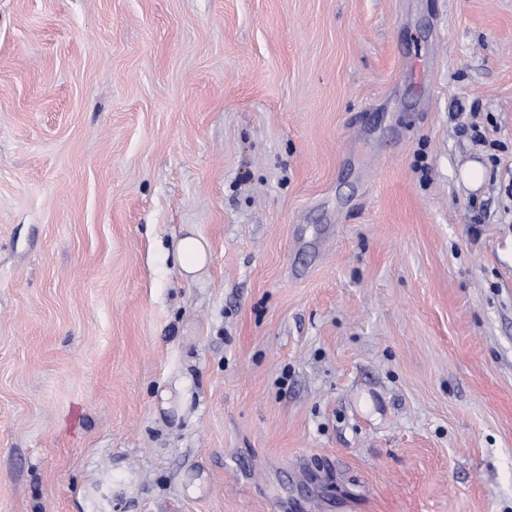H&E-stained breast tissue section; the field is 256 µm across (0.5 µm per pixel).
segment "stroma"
<instances>
[{"label":"stroma","instance_id":"1","mask_svg":"<svg viewBox=\"0 0 512 512\" xmlns=\"http://www.w3.org/2000/svg\"><path fill=\"white\" fill-rule=\"evenodd\" d=\"M511 184L512 0H0V512H512ZM175 252L181 269L187 274L194 273L202 268L208 256L205 243L194 236L177 240Z\"/></svg>","mask_w":512,"mask_h":512}]
</instances>
